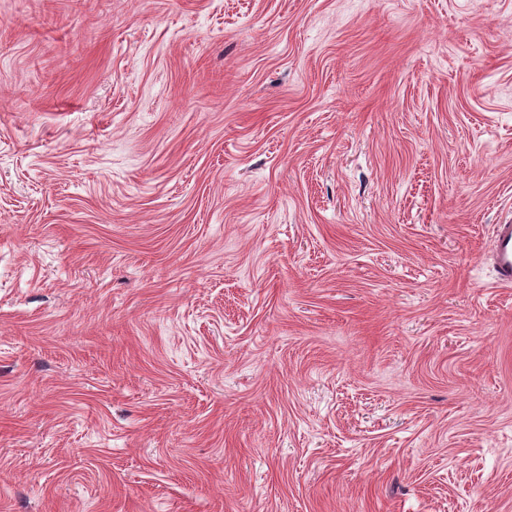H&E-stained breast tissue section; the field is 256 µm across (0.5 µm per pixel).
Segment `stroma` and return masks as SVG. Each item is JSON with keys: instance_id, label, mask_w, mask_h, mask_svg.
<instances>
[{"instance_id": "stroma-1", "label": "stroma", "mask_w": 512, "mask_h": 512, "mask_svg": "<svg viewBox=\"0 0 512 512\" xmlns=\"http://www.w3.org/2000/svg\"><path fill=\"white\" fill-rule=\"evenodd\" d=\"M512 0H0V512H512ZM490 261L498 284L512 285V220L495 224L489 251Z\"/></svg>"}]
</instances>
